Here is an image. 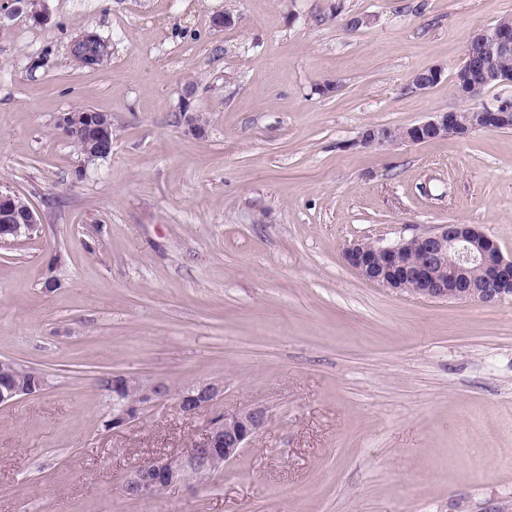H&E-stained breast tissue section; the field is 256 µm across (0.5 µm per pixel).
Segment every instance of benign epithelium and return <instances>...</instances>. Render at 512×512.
<instances>
[{"label":"benign epithelium","instance_id":"7a95c632","mask_svg":"<svg viewBox=\"0 0 512 512\" xmlns=\"http://www.w3.org/2000/svg\"><path fill=\"white\" fill-rule=\"evenodd\" d=\"M512 50V28L481 29L469 39L465 61L457 83L466 87L482 83L493 88L512 86V69L498 65L500 56ZM433 66L413 73L410 84L424 93L441 78ZM84 123L99 130L89 157L105 158L112 153V130L98 112L82 114ZM512 129V103L498 100L460 118V109L433 112L418 123L399 128L372 126L362 134L367 146L421 143L444 139L450 134L470 136L487 130ZM348 267L362 280L394 292L427 299H454L493 303L512 296V258L505 257L499 244L475 224H441L434 230L403 238L392 245L359 241L344 255ZM112 395L127 392L135 398L112 406V429L121 430L136 422L147 407L167 406L181 415H196L214 406L224 395L221 381H201L177 391L164 381L143 380L114 374ZM36 394L32 383L17 380L0 388V406ZM267 421L261 407L214 412L206 422L203 441L187 453L151 460L129 472L123 483L125 496L149 500L178 485H194L198 476L218 462L229 463L247 447Z\"/></svg>","mask_w":512,"mask_h":512}]
</instances>
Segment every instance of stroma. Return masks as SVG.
Returning <instances> with one entry per match:
<instances>
[{
	"label": "stroma",
	"instance_id": "1",
	"mask_svg": "<svg viewBox=\"0 0 512 512\" xmlns=\"http://www.w3.org/2000/svg\"><path fill=\"white\" fill-rule=\"evenodd\" d=\"M40 8L0 0V192L41 222L0 242V360L47 378L0 406V512H512V298L396 293L344 259L440 224L512 256V130L361 142L459 107L467 42L512 0ZM86 31L107 67L70 57ZM81 108L111 118L107 158L59 129ZM115 373L220 379V409L268 420L208 484L132 500L128 471L192 447L208 415L106 430Z\"/></svg>",
	"mask_w": 512,
	"mask_h": 512
}]
</instances>
